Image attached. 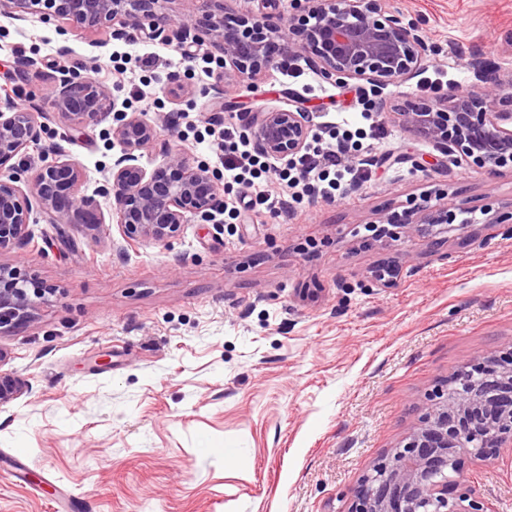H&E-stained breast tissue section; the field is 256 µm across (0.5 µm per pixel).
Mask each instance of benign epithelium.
<instances>
[{
    "label": "benign epithelium",
    "instance_id": "1",
    "mask_svg": "<svg viewBox=\"0 0 512 512\" xmlns=\"http://www.w3.org/2000/svg\"><path fill=\"white\" fill-rule=\"evenodd\" d=\"M167 0H0V16L22 20H68L91 30L104 20L123 16L112 29L115 39L147 34L177 47L216 43L229 78H249L283 58H305L315 74L341 85L363 80L375 88L417 74L430 46L418 26L403 23L384 0H297L296 11L283 19L269 13L224 16L205 26L178 21L164 12ZM83 63L60 71L51 88L55 112L73 130L110 109L113 100L101 86L80 77ZM40 109L0 110V251L29 241L28 224L38 208L50 224H81L98 230L104 221L96 201L81 192L82 168L63 154L40 166L24 185L14 159L37 144L42 125ZM436 145L452 147L491 175L512 167V75L489 69L465 94L448 93L397 113ZM309 112L297 107L257 112L244 127L253 131L263 155H296L310 134ZM123 147L107 177L114 212L130 242L166 243L178 238L195 218L214 221L222 209L220 186L210 168L194 163L181 148L164 147V162L147 170L137 151L158 140L157 129L136 113L123 114L113 128ZM448 208L418 207L387 218V225H370L372 237L396 230L427 234L432 243H445L444 234L470 227L456 221ZM398 268L374 272L380 288L390 287ZM49 288H29L12 267L0 265V326L33 317ZM480 376L457 374L431 399L420 424L387 458L361 481L348 512H495L467 493L455 494L462 460L512 439V347L489 355ZM22 393V385L0 373V405Z\"/></svg>",
    "mask_w": 512,
    "mask_h": 512
}]
</instances>
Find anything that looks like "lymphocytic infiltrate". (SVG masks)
<instances>
[{
  "label": "lymphocytic infiltrate",
  "instance_id": "1",
  "mask_svg": "<svg viewBox=\"0 0 512 512\" xmlns=\"http://www.w3.org/2000/svg\"><path fill=\"white\" fill-rule=\"evenodd\" d=\"M219 158L224 164V179L249 189L247 206L257 213L276 215L284 207L280 196L256 187L263 174L273 173L286 187L300 189L303 195L330 200L341 187H353L367 180L368 162L347 156L345 142L326 145L320 133H313V145L303 153L283 160L280 167L268 170L260 157L244 148L233 123H225L218 135Z\"/></svg>",
  "mask_w": 512,
  "mask_h": 512
}]
</instances>
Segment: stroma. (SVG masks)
Listing matches in <instances>:
<instances>
[{
	"instance_id": "1",
	"label": "stroma",
	"mask_w": 512,
	"mask_h": 512,
	"mask_svg": "<svg viewBox=\"0 0 512 512\" xmlns=\"http://www.w3.org/2000/svg\"><path fill=\"white\" fill-rule=\"evenodd\" d=\"M419 23L436 53L413 78L379 90L337 86L294 60L217 90L174 45L84 36L54 22L0 17V86L11 99L48 94L60 66L107 87L114 106L72 141L50 116L20 168L46 148L84 169L82 191L105 217L97 234L30 215L31 239L0 252L53 295L21 328L0 329V372L22 394L0 406V512H347L375 464L420 421L429 396L459 370L512 346V169L491 175L444 151L397 114L471 86L475 64L512 74V0H387ZM180 19L261 13L260 0H168ZM150 55L170 58L158 74ZM39 62L21 73L18 58ZM180 73L191 96L164 92ZM160 139L216 178L213 121L304 108L323 127L344 113L350 153L369 181L335 202L291 203L285 217L242 213L223 227L192 222L172 243L127 245L101 188L121 145L112 129L138 110ZM423 204L466 209L478 228L432 249L413 233L372 240L370 225ZM398 265L388 288L373 270ZM232 456H225V449ZM23 452L21 473L11 465ZM462 491L512 512V444L465 460Z\"/></svg>"
}]
</instances>
